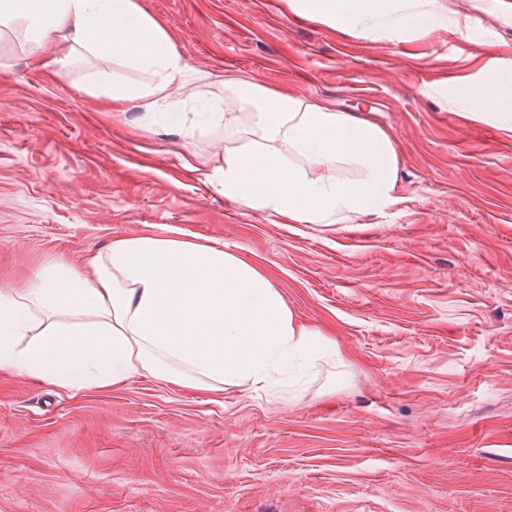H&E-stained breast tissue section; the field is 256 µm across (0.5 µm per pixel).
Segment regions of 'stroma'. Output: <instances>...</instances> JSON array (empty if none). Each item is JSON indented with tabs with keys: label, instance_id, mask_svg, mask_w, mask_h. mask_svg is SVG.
I'll return each mask as SVG.
<instances>
[{
	"label": "stroma",
	"instance_id": "stroma-1",
	"mask_svg": "<svg viewBox=\"0 0 512 512\" xmlns=\"http://www.w3.org/2000/svg\"><path fill=\"white\" fill-rule=\"evenodd\" d=\"M138 2L209 74L171 90L189 136L87 92L108 59L62 68L22 25L0 32V289L177 231L251 263L336 352L276 393L136 377L70 394L0 373V512H512V132L453 93L489 69L512 84V0H398L348 31L286 0ZM228 79L370 112L399 202L282 224L224 198L210 176L255 110Z\"/></svg>",
	"mask_w": 512,
	"mask_h": 512
}]
</instances>
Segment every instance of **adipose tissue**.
Listing matches in <instances>:
<instances>
[{"instance_id":"adipose-tissue-1","label":"adipose tissue","mask_w":512,"mask_h":512,"mask_svg":"<svg viewBox=\"0 0 512 512\" xmlns=\"http://www.w3.org/2000/svg\"><path fill=\"white\" fill-rule=\"evenodd\" d=\"M390 0H287L291 12L343 30L386 14ZM22 20L36 53L56 54L47 33L112 59L113 108L141 101L146 121L170 102L187 65L138 0H0V25ZM257 136L224 156L212 179L225 197L285 224H328L372 216L398 203V156L391 134L353 112L249 82ZM467 118L512 102L495 71L458 80ZM344 166L356 178L341 177ZM328 343L296 322L283 295L238 256L174 236H133L87 253L81 267L44 266L28 288L0 290V372L67 392L107 391L136 376L220 391L264 386L273 373L305 366Z\"/></svg>"}]
</instances>
